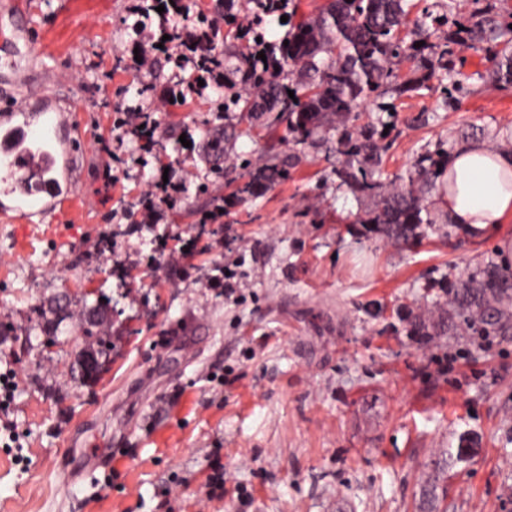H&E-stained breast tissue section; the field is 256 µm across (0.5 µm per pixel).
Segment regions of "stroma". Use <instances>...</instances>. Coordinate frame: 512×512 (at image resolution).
<instances>
[{
  "instance_id": "35a3bbf8",
  "label": "stroma",
  "mask_w": 512,
  "mask_h": 512,
  "mask_svg": "<svg viewBox=\"0 0 512 512\" xmlns=\"http://www.w3.org/2000/svg\"><path fill=\"white\" fill-rule=\"evenodd\" d=\"M16 53L0 51V101H53L76 207L0 217V512H418L435 462L448 512H512V331L413 336L407 311L445 301L500 264L512 222L486 236L445 222L397 246L340 185L336 135L284 141L219 116L223 78L178 66L140 0H26ZM152 152L132 136L151 94ZM386 148L381 181L424 156L484 140L512 149V85L485 50L458 48L444 79L368 99ZM235 154L279 143L286 179L245 201L212 181L202 146L218 120ZM222 198L223 211L212 200ZM233 288L217 296L215 283ZM99 373H73L86 350ZM103 456L71 482L69 448Z\"/></svg>"
}]
</instances>
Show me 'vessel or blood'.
I'll list each match as a JSON object with an SVG mask.
<instances>
[{
  "mask_svg": "<svg viewBox=\"0 0 512 512\" xmlns=\"http://www.w3.org/2000/svg\"><path fill=\"white\" fill-rule=\"evenodd\" d=\"M42 109L46 118L41 124H0V166L15 172L10 193L24 214L47 208L69 193L71 158L66 143L55 136L57 128L73 124L75 115L53 103Z\"/></svg>",
  "mask_w": 512,
  "mask_h": 512,
  "instance_id": "vessel-or-blood-1",
  "label": "vessel or blood"
}]
</instances>
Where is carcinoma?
I'll return each mask as SVG.
<instances>
[{"label": "carcinoma", "mask_w": 512, "mask_h": 512, "mask_svg": "<svg viewBox=\"0 0 512 512\" xmlns=\"http://www.w3.org/2000/svg\"><path fill=\"white\" fill-rule=\"evenodd\" d=\"M409 0H326L319 11L299 21L288 22L289 28L275 42L263 34L255 47H243L227 39H218L212 29L186 45V60L198 72H212L223 62L233 63L238 77L233 92L224 98V111L239 112V119L265 125L266 115L286 121V135L296 144L307 142L320 128L328 126L337 133V151L347 157L346 167L336 169L340 184L354 187L377 198V207L364 220L374 225L394 244L405 243L423 224L432 223L433 206L426 195L437 188L441 161L425 157L417 162L407 178L388 184L374 178V167L381 161L383 148L373 139L370 123L358 124L360 102L375 92L394 91L410 96L425 81L439 73L453 71L450 37L441 38L431 25L440 22L425 10L414 21L406 9ZM164 6L158 13L156 7ZM189 10L186 0H142L141 18L157 21L166 34L174 19ZM466 38L461 44L475 45L487 39L498 41L499 49L489 60L500 83H512V36L501 32L491 16H482L462 27ZM424 42L421 47L417 42ZM266 59H261L259 52ZM298 80L285 83L288 67ZM294 92L289 97L288 91ZM155 122H144L134 135L144 141L149 152L154 145ZM234 126H216L207 136V150L218 161L215 178L224 185H236L233 196L257 197L269 186L288 176V160L265 161L238 183L244 174L236 166H224L234 154ZM512 301V274L496 267L483 270L479 281L464 280L454 289L448 306L458 314L465 330L488 336L512 327V311L503 307ZM445 314L428 320L421 314L407 313L410 333L426 335L428 327L445 332Z\"/></svg>", "instance_id": "cac0c4a2"}]
</instances>
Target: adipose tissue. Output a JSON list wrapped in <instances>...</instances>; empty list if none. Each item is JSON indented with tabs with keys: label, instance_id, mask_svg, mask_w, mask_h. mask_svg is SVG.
Masks as SVG:
<instances>
[{
	"label": "adipose tissue",
	"instance_id": "1",
	"mask_svg": "<svg viewBox=\"0 0 512 512\" xmlns=\"http://www.w3.org/2000/svg\"><path fill=\"white\" fill-rule=\"evenodd\" d=\"M437 184L435 211L461 231L485 235L512 220V153L492 143L459 144Z\"/></svg>",
	"mask_w": 512,
	"mask_h": 512
}]
</instances>
